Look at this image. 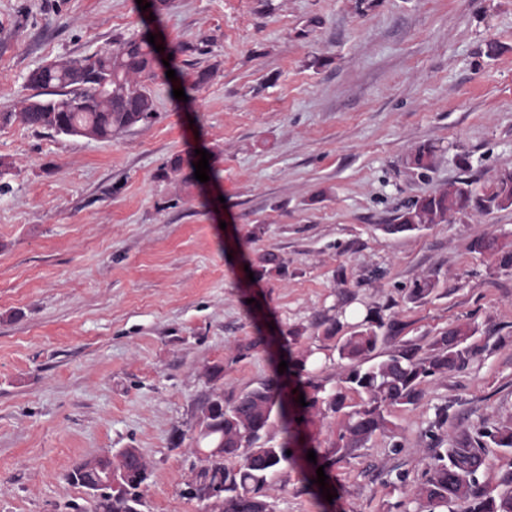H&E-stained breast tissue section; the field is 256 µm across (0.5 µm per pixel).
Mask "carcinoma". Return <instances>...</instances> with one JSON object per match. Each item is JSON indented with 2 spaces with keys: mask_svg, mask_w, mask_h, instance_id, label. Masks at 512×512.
I'll list each match as a JSON object with an SVG mask.
<instances>
[{
  "mask_svg": "<svg viewBox=\"0 0 512 512\" xmlns=\"http://www.w3.org/2000/svg\"><path fill=\"white\" fill-rule=\"evenodd\" d=\"M156 62L157 51L145 36L116 41L88 56L54 60L28 74L26 82L34 94L0 110V127L19 124L109 141L155 118L152 85L157 79ZM434 164L435 150L429 144L419 145L406 158V165L414 170L428 171ZM509 208L512 165L500 168L495 180L481 189L469 178L450 181L408 202L395 223L383 225L382 230L388 234L413 232L429 224H445L453 214ZM471 249L493 256L497 269L512 270V242L482 234L472 241ZM284 269L278 256L270 252L260 257L257 266L261 276ZM436 288V280L420 278L409 289L408 300L424 299ZM392 325L376 310L344 337L338 353L348 361L349 370L340 389L303 379L312 352L296 355L292 351L302 335L299 328H290L283 336L290 370L280 374L275 367L272 376L233 398H224L220 384L224 366L208 367L211 392L198 409L191 435L178 437L180 444L189 441V453L199 463L186 490L188 499L196 501L201 512H208L210 499L194 493L198 484L205 483L224 494L220 512H272L273 479L282 464L297 465L312 450L315 467L331 471L372 437L394 433L391 416L395 409L418 404L428 379L464 366L475 354L470 340L477 328L458 324L433 337L425 350L407 344L385 359L371 361L369 354L386 339L385 329ZM301 393L305 407L298 403ZM350 393L357 395L358 401L348 405ZM342 410L346 421L339 431L319 439L328 413ZM277 424L285 433L280 443L270 436V429ZM492 445L512 448V422L483 426L436 449L412 499L428 512H456L461 502L471 503L467 512H512V472L502 478L494 494L478 481L486 448ZM112 466L114 483L93 499L91 512H142L150 477L147 462L137 449L128 448L115 455Z\"/></svg>",
  "mask_w": 512,
  "mask_h": 512,
  "instance_id": "1",
  "label": "carcinoma"
}]
</instances>
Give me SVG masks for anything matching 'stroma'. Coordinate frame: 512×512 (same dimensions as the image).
<instances>
[{
    "label": "stroma",
    "instance_id": "obj_1",
    "mask_svg": "<svg viewBox=\"0 0 512 512\" xmlns=\"http://www.w3.org/2000/svg\"><path fill=\"white\" fill-rule=\"evenodd\" d=\"M144 32L176 65L172 80L157 68L150 125L105 142L0 128V512L86 510L67 474L123 448L151 467L143 512H199L177 437L206 369L223 364L239 393L271 351L240 359L236 343L299 327L293 352L313 351V378L335 387L348 365L319 324L344 337L371 309L396 322L378 358L461 323L478 354L337 464L333 500L291 466L274 510L419 512L433 441L512 421V272L470 248L512 241V208L383 227L461 177L460 154L482 185L512 163V0H170L158 22L136 0H0V110L46 62ZM202 69L208 83L175 99ZM423 143L436 149L424 175L405 164ZM199 149L220 179L183 189L170 162ZM266 252L286 274L249 280ZM424 276L435 292L408 301Z\"/></svg>",
    "mask_w": 512,
    "mask_h": 512
}]
</instances>
